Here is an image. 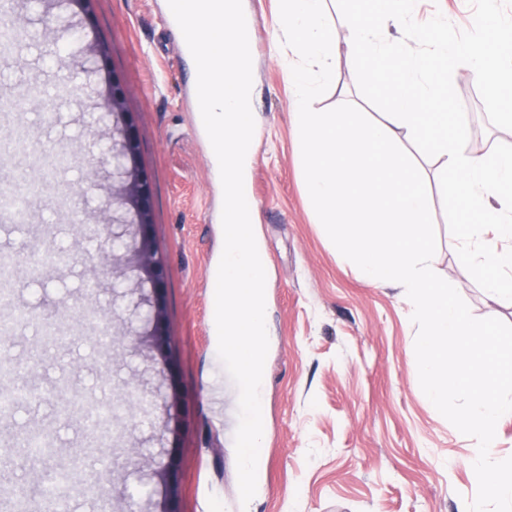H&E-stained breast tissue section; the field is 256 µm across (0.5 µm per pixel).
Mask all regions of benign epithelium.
<instances>
[{
    "label": "benign epithelium",
    "mask_w": 512,
    "mask_h": 512,
    "mask_svg": "<svg viewBox=\"0 0 512 512\" xmlns=\"http://www.w3.org/2000/svg\"><path fill=\"white\" fill-rule=\"evenodd\" d=\"M108 110L118 114L120 122L113 126L112 142L99 144L98 159L103 165L112 164V170L118 174L121 187L112 192V205L126 211L129 223L134 225L135 231L131 234L130 241L125 242L109 231L108 221H102L105 233L100 237L99 257L106 263L122 251H129L136 256L142 279L151 284L154 292V300L146 315L150 324L148 342L155 352L154 359L164 363L168 359V336L163 323L160 264L150 236L152 221L150 207L145 198L147 187L141 176L137 146L130 130L128 113L125 112L123 98L115 89L109 95Z\"/></svg>",
    "instance_id": "1"
}]
</instances>
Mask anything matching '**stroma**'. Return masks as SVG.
<instances>
[{
	"mask_svg": "<svg viewBox=\"0 0 512 512\" xmlns=\"http://www.w3.org/2000/svg\"><path fill=\"white\" fill-rule=\"evenodd\" d=\"M166 0H13L11 18L24 41L0 50V94L20 97L28 82L59 101V121L43 128L32 104L16 118L32 147L14 153L0 179L36 177L30 163L49 148L69 152V168L53 190L31 205L28 224L0 219V250L19 256L13 299L0 306V340L11 371L0 387L35 385L39 397L0 412V489L29 512H51L32 488L57 463L84 458L72 472V512H166L168 492L153 474L169 459L179 467V512H467L474 498L470 457L474 438L459 432L425 397L415 357L418 327L400 289L370 285L342 260L321 225L312 220L291 136L295 93L280 58L284 42L273 39L279 0H243L258 21L253 53L254 140L247 202L266 272L265 323L269 351L261 384L264 441L260 480L249 503L239 495L236 452L228 445V409L238 399L224 391V365L212 325L215 291L209 280L223 250V189L213 176L206 140L193 128L188 109L195 83L192 59L183 56L165 21ZM81 38L72 43L70 30ZM106 44V58L97 47ZM66 47V65L47 58ZM335 79L316 101L335 107L344 97L377 119L381 110L361 94L346 52L334 61ZM118 85L135 129L140 163L150 193L152 234L162 259L170 360L161 365L146 351L112 350L93 341L78 311L96 309L110 337L142 329L153 299L138 284L126 259L101 264L81 252L85 226L111 214V173H98L93 137L110 135L115 118L103 107ZM468 115L469 144L488 152L512 145V131L490 124L476 82L466 67L453 74ZM436 165L420 159L431 201L437 267L471 314L512 325V304L490 301L462 265L450 233ZM103 179L105 188L90 185ZM82 213L79 224L71 211ZM65 244L75 261L63 271L28 278L25 256L48 243ZM61 324L67 343L44 347L34 324H14L18 310ZM152 390L151 411L132 410L118 423L127 451L121 466L108 467L105 448H91L80 413L66 411L68 392L116 398L125 389ZM167 421L169 430L154 426ZM48 435L52 452L34 461L25 444L30 431ZM100 488L95 498L87 487ZM12 502L0 512H13Z\"/></svg>",
	"mask_w": 512,
	"mask_h": 512,
	"instance_id": "35a3bbf8",
	"label": "stroma"
}]
</instances>
